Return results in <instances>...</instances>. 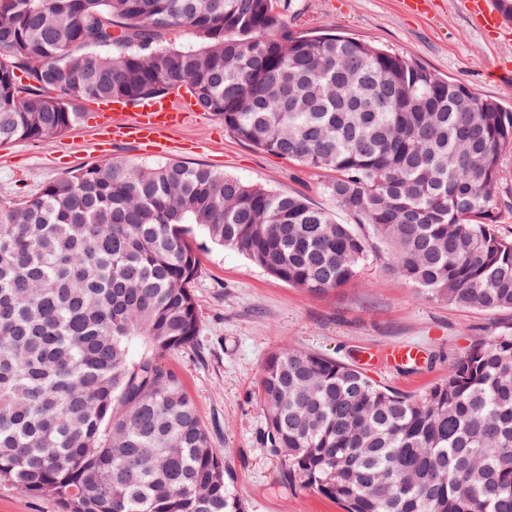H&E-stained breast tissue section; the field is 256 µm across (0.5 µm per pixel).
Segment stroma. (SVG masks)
<instances>
[{"label":"stroma","instance_id":"obj_1","mask_svg":"<svg viewBox=\"0 0 512 512\" xmlns=\"http://www.w3.org/2000/svg\"><path fill=\"white\" fill-rule=\"evenodd\" d=\"M284 19L297 32L334 31L415 60L441 76L512 107V23L494 29L468 0H288ZM83 121L52 141L0 144V198L21 197L75 169L115 159L152 165L200 163L225 175L299 194L337 222L352 218L326 191L335 172L261 151L235 138L219 117L195 110L164 139L161 151L137 145L103 148L95 138L100 105L83 102ZM194 282L197 340L166 364L185 383L212 444L234 474L247 512H342L336 502L288 486L285 466L266 442L259 397L265 358L304 349L362 366L377 384L419 392L443 378L477 339L512 329V310L464 309L426 299L369 259L347 285L312 294L267 275L233 249L202 243ZM412 345L405 367L362 364L369 349Z\"/></svg>","mask_w":512,"mask_h":512}]
</instances>
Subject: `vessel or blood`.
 Instances as JSON below:
<instances>
[{"instance_id":"obj_1","label":"vessel or blood","mask_w":512,"mask_h":512,"mask_svg":"<svg viewBox=\"0 0 512 512\" xmlns=\"http://www.w3.org/2000/svg\"><path fill=\"white\" fill-rule=\"evenodd\" d=\"M193 106L180 90L149 100L126 111L123 104H115L104 113L100 122V138L109 143L130 141L145 147L159 143L161 136L183 125Z\"/></svg>"}]
</instances>
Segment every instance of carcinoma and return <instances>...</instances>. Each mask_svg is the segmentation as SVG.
<instances>
[{
	"mask_svg": "<svg viewBox=\"0 0 512 512\" xmlns=\"http://www.w3.org/2000/svg\"><path fill=\"white\" fill-rule=\"evenodd\" d=\"M184 30L198 42L169 47ZM237 138L330 169L354 223L203 164L104 159L0 198V484L61 512H247L166 355L196 341L197 232L325 293L375 257L421 294L512 310L498 233L512 111L273 0H0V141L174 87ZM287 482L343 512H512V330L419 393L290 349L262 366Z\"/></svg>",
	"mask_w": 512,
	"mask_h": 512,
	"instance_id": "cac0c4a2",
	"label": "carcinoma"
}]
</instances>
